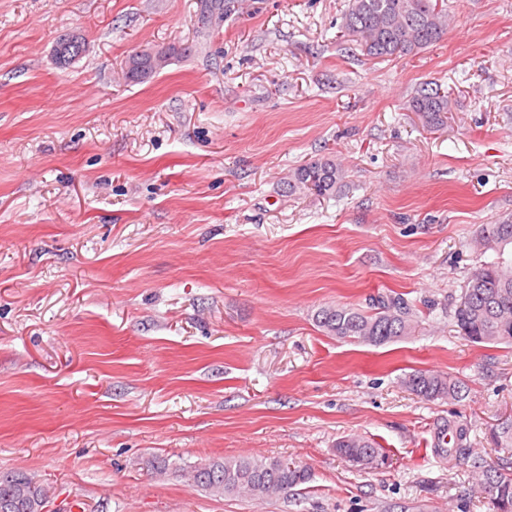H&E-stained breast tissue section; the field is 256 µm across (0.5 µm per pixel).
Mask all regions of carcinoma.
I'll list each match as a JSON object with an SVG mask.
<instances>
[{
    "mask_svg": "<svg viewBox=\"0 0 512 512\" xmlns=\"http://www.w3.org/2000/svg\"><path fill=\"white\" fill-rule=\"evenodd\" d=\"M342 31L363 55L389 61L415 56L447 33L448 0H350L342 16ZM84 40H58V64L65 66L82 55ZM173 49L145 48L128 57L125 78L144 81L162 70ZM407 110L420 115L424 124L439 128L448 123L451 99L440 85L424 84L409 99ZM348 169L332 156L302 164L288 173L291 192L336 195L346 184ZM475 251L491 250L495 260L477 268L468 278L453 319L468 340L484 347L512 346V214L485 224L470 240ZM317 328L339 340L382 346L415 334L416 315L402 294L389 292L369 299V309L352 304H326L313 314ZM402 384L429 401L455 402L463 397L465 384L444 374L414 371ZM468 428L453 431L454 451L471 458L474 489L486 500L489 512H512V416L488 427L496 448L508 450L497 460L470 451ZM336 453L353 465L373 470L384 463V451L374 440L350 434L336 442ZM13 480H0V512H45L50 505L47 489L24 472H10ZM311 472L286 460L226 457L196 466L190 472L192 484L213 494L247 495L263 502L309 483Z\"/></svg>",
    "mask_w": 512,
    "mask_h": 512,
    "instance_id": "obj_1",
    "label": "carcinoma"
}]
</instances>
